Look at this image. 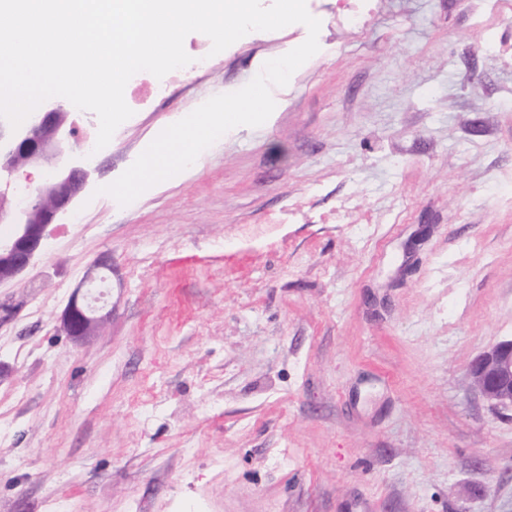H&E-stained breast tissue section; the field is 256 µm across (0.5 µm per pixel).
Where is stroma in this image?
<instances>
[{"label": "stroma", "instance_id": "obj_1", "mask_svg": "<svg viewBox=\"0 0 512 512\" xmlns=\"http://www.w3.org/2000/svg\"><path fill=\"white\" fill-rule=\"evenodd\" d=\"M316 0L319 52L129 205L167 126L303 43L252 32L170 77L89 160L0 296V512H512V409L469 367L512 338V6ZM112 257V314L58 318ZM100 270L112 272V258L109 255L94 261L60 316L61 330L74 341H84L94 336L110 317V312H105V305L101 304L103 293L95 289L101 288L97 278L103 281V277H98ZM83 287H87L86 291H82Z\"/></svg>", "mask_w": 512, "mask_h": 512}]
</instances>
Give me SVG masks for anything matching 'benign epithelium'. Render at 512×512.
Here are the masks:
<instances>
[{
	"label": "benign epithelium",
	"instance_id": "7a95c632",
	"mask_svg": "<svg viewBox=\"0 0 512 512\" xmlns=\"http://www.w3.org/2000/svg\"><path fill=\"white\" fill-rule=\"evenodd\" d=\"M67 114L66 105L51 104L15 131L0 118V224L11 225L8 235H0V284L31 265L44 247L50 226L70 210L86 185L88 171L78 162L52 167L46 181L34 190L13 180L23 167L50 162L76 136L74 128L66 127ZM101 270H112L110 256L94 261L60 316L61 330L74 341L95 335L110 317L98 291ZM470 372L487 401L512 408V339L479 355Z\"/></svg>",
	"mask_w": 512,
	"mask_h": 512
}]
</instances>
